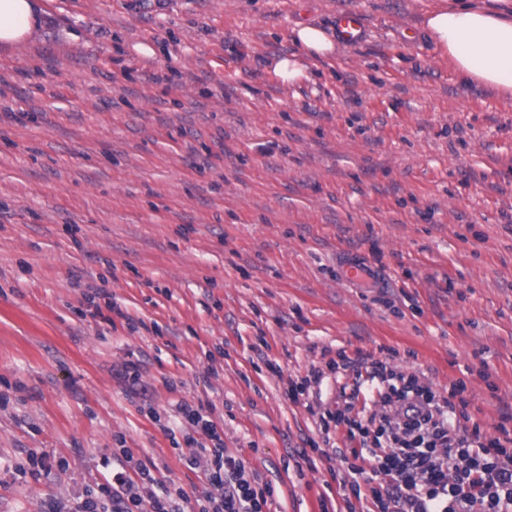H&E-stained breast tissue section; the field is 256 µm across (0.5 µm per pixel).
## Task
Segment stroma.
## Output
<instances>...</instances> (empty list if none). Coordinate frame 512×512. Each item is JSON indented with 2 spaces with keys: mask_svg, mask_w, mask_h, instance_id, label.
Here are the masks:
<instances>
[{
  "mask_svg": "<svg viewBox=\"0 0 512 512\" xmlns=\"http://www.w3.org/2000/svg\"><path fill=\"white\" fill-rule=\"evenodd\" d=\"M42 2L0 46V512L72 505L125 448L201 495L183 401L271 484L264 512L339 510L288 399L326 348L466 381L486 431L512 415V98L436 51L443 0ZM345 11L360 42L283 84L294 30ZM343 251L385 288L342 281Z\"/></svg>",
  "mask_w": 512,
  "mask_h": 512,
  "instance_id": "1",
  "label": "stroma"
}]
</instances>
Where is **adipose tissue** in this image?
Here are the masks:
<instances>
[{
  "mask_svg": "<svg viewBox=\"0 0 512 512\" xmlns=\"http://www.w3.org/2000/svg\"><path fill=\"white\" fill-rule=\"evenodd\" d=\"M41 13L39 0H0V45L18 44L33 35ZM424 26L436 49L467 82L512 97V8L492 10L481 0H464L429 12ZM294 36L302 54L281 58L274 66L288 84L305 76L306 58L328 56L335 48L325 30L313 24L300 25Z\"/></svg>",
  "mask_w": 512,
  "mask_h": 512,
  "instance_id": "1",
  "label": "adipose tissue"
}]
</instances>
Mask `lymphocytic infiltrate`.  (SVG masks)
Masks as SVG:
<instances>
[{
	"label": "lymphocytic infiltrate",
	"instance_id": "1",
	"mask_svg": "<svg viewBox=\"0 0 512 512\" xmlns=\"http://www.w3.org/2000/svg\"><path fill=\"white\" fill-rule=\"evenodd\" d=\"M388 355L367 362L360 374L356 362L337 351L327 370L311 369L288 389L289 400L298 404L325 372H356L351 391H339L335 407L318 415L322 432L342 427L352 442L338 451L343 502L369 501L371 512H512V415L486 434L465 381L439 392L419 373L390 366L398 350ZM181 413L209 441L186 460L202 473L204 496L190 498L173 483L160 493L135 492L133 476L122 468L98 491L58 512H177L181 503L189 512H264L270 485L259 483L241 456L226 452L203 406L186 403Z\"/></svg>",
	"mask_w": 512,
	"mask_h": 512
}]
</instances>
